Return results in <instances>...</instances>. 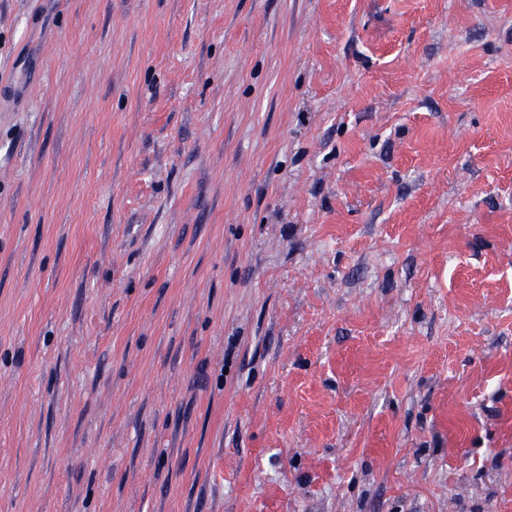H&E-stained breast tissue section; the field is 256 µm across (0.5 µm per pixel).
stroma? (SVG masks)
<instances>
[{
	"label": "stroma",
	"mask_w": 512,
	"mask_h": 512,
	"mask_svg": "<svg viewBox=\"0 0 512 512\" xmlns=\"http://www.w3.org/2000/svg\"><path fill=\"white\" fill-rule=\"evenodd\" d=\"M0 512H512V0H0Z\"/></svg>",
	"instance_id": "stroma-1"
}]
</instances>
